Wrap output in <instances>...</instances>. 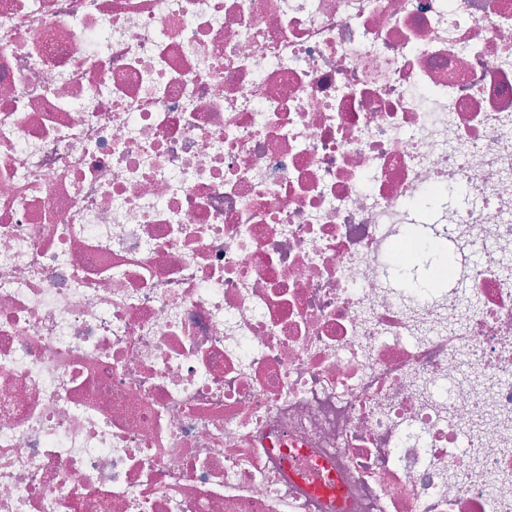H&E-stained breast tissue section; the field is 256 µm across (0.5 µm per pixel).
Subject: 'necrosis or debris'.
I'll use <instances>...</instances> for the list:
<instances>
[{
	"label": "necrosis or debris",
	"instance_id": "obj_1",
	"mask_svg": "<svg viewBox=\"0 0 512 512\" xmlns=\"http://www.w3.org/2000/svg\"><path fill=\"white\" fill-rule=\"evenodd\" d=\"M0 512H512V0H0Z\"/></svg>",
	"mask_w": 512,
	"mask_h": 512
}]
</instances>
